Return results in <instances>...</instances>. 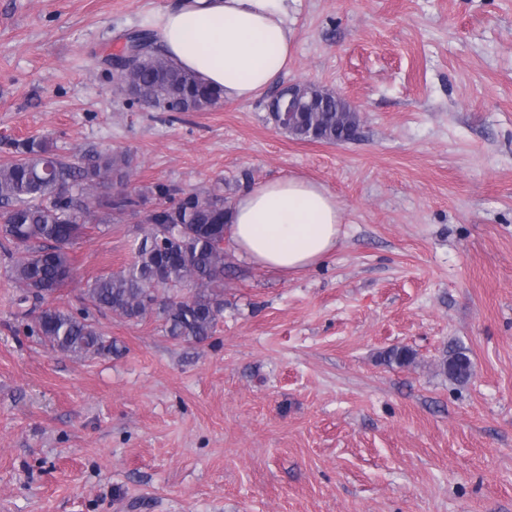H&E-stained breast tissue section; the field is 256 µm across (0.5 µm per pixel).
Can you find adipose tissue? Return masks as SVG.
<instances>
[{"mask_svg": "<svg viewBox=\"0 0 512 512\" xmlns=\"http://www.w3.org/2000/svg\"><path fill=\"white\" fill-rule=\"evenodd\" d=\"M154 26L166 57L222 90L228 104L255 99L287 68L288 0H179ZM226 221L238 252L295 273L334 251L342 212L323 185L289 174L241 192Z\"/></svg>", "mask_w": 512, "mask_h": 512, "instance_id": "obj_1", "label": "adipose tissue"}]
</instances>
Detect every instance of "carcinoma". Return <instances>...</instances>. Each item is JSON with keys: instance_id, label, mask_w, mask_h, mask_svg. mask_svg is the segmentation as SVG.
Instances as JSON below:
<instances>
[{"instance_id": "carcinoma-1", "label": "carcinoma", "mask_w": 512, "mask_h": 512, "mask_svg": "<svg viewBox=\"0 0 512 512\" xmlns=\"http://www.w3.org/2000/svg\"><path fill=\"white\" fill-rule=\"evenodd\" d=\"M140 49L126 84L118 88L134 102L157 112H203L215 107L221 92L174 66L149 29L126 35V50ZM325 108L303 113L289 130L301 140L333 144L354 127L340 121L345 102L325 91ZM15 159L0 164V252L11 262L9 276L18 304L32 303V334L51 349L76 357L109 354L116 342L98 330L94 313L111 311L129 320L155 314L167 335L201 343L212 336L223 310L224 199L216 193H186L157 183L144 193L110 196L113 182L132 176L131 155L123 150L92 153L76 163L52 152L42 139L4 143ZM154 198L159 210L145 211L146 233L134 261L100 276L84 290L86 305L77 313L56 303L74 277L71 252L89 224H104L128 213L138 201ZM190 285L192 296L178 299L169 288ZM406 347L390 348L383 362L403 367L414 361ZM440 368L453 380L470 377L471 362L461 348L444 355Z\"/></svg>"}]
</instances>
